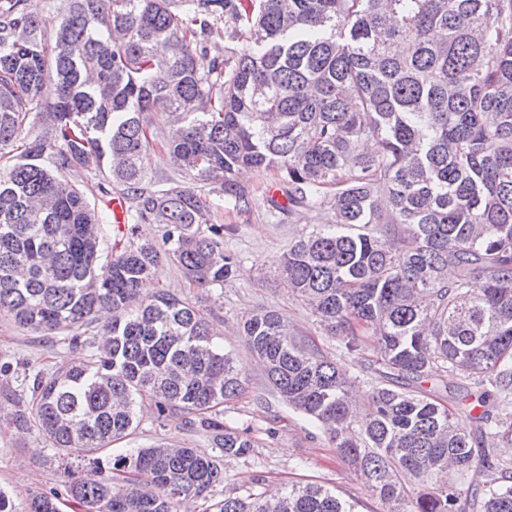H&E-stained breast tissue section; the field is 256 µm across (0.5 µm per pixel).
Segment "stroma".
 I'll return each mask as SVG.
<instances>
[{
	"instance_id": "35a3bbf8",
	"label": "stroma",
	"mask_w": 512,
	"mask_h": 512,
	"mask_svg": "<svg viewBox=\"0 0 512 512\" xmlns=\"http://www.w3.org/2000/svg\"><path fill=\"white\" fill-rule=\"evenodd\" d=\"M271 173H251L244 177L254 189L257 202L241 212L218 195L210 201L219 223L231 225L224 235L225 252L239 262L237 276L225 281L221 293L202 300L210 311L217 338L247 376L246 391L224 405L227 422L251 430L254 446L240 459L223 460L224 481L212 492L215 500L241 494L244 485L260 482L275 491L299 481H316L354 502L357 512H383L378 499L336 457L318 424L292 410L267 385L264 372L246 349L240 324L261 310L278 311L296 333L312 338L323 354L339 357L334 339L325 335L309 307L287 287L279 275L289 244L306 226L321 224L325 214L305 210L287 220L270 214L262 196L271 185ZM91 351L82 346L53 343L46 335L17 327L0 315V488L25 499L36 490L56 487L64 466L78 468V460H65L50 442L33 428L16 425L15 417L27 404L29 376L75 360H88ZM135 432L113 443L114 451L145 448L158 442L175 443L210 450L208 437L196 432L188 418L179 413L158 414L151 404H143Z\"/></svg>"
}]
</instances>
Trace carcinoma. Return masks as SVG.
I'll return each mask as SVG.
<instances>
[{
    "label": "carcinoma",
    "mask_w": 512,
    "mask_h": 512,
    "mask_svg": "<svg viewBox=\"0 0 512 512\" xmlns=\"http://www.w3.org/2000/svg\"><path fill=\"white\" fill-rule=\"evenodd\" d=\"M64 4L47 34L31 0H0V314L92 350L38 371L19 416L85 466L21 508L0 489V512H177L224 482L218 456L250 453L248 430L220 419L246 377L207 313L141 288L163 260L203 297L237 275L204 191L249 206L242 170L273 173V211L326 213L280 275L341 360L253 314L242 336L271 389L386 512H512V460L494 451L512 447V0ZM221 22L246 48L202 72L197 48ZM156 109L166 134L150 131ZM157 147L180 180L151 189ZM368 346L380 382L357 424L346 360ZM442 371L461 379L455 402L475 397L467 414L417 390ZM143 400L189 416L212 452L112 454ZM206 512L355 510L315 482L276 497L254 482Z\"/></svg>",
    "instance_id": "carcinoma-1"
}]
</instances>
